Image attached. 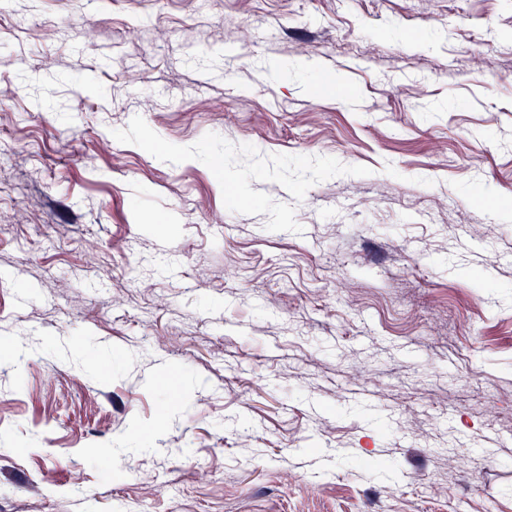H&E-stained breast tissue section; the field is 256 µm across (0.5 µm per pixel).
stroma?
<instances>
[{
	"label": "stroma",
	"mask_w": 512,
	"mask_h": 512,
	"mask_svg": "<svg viewBox=\"0 0 512 512\" xmlns=\"http://www.w3.org/2000/svg\"><path fill=\"white\" fill-rule=\"evenodd\" d=\"M1 78L0 512H512V0H6Z\"/></svg>",
	"instance_id": "obj_1"
}]
</instances>
